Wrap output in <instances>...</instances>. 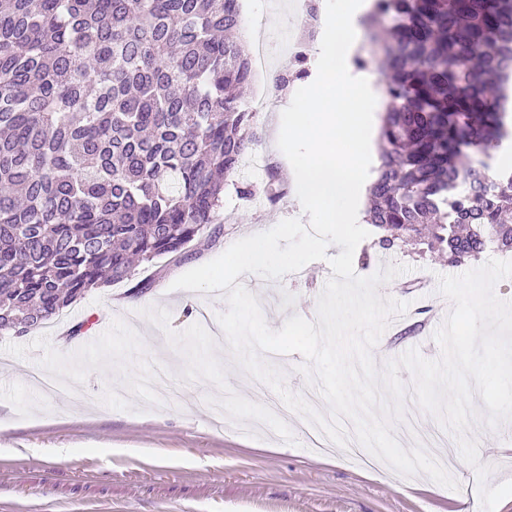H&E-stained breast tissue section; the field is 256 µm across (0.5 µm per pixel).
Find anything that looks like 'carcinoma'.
<instances>
[{"instance_id":"obj_1","label":"carcinoma","mask_w":512,"mask_h":512,"mask_svg":"<svg viewBox=\"0 0 512 512\" xmlns=\"http://www.w3.org/2000/svg\"><path fill=\"white\" fill-rule=\"evenodd\" d=\"M366 223L457 265L512 251V0H382ZM239 0H0V331L23 335L217 221L251 143ZM470 188H459L461 178Z\"/></svg>"}]
</instances>
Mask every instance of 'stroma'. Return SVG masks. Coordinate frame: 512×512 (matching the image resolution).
Wrapping results in <instances>:
<instances>
[{"label":"stroma","instance_id":"stroma-1","mask_svg":"<svg viewBox=\"0 0 512 512\" xmlns=\"http://www.w3.org/2000/svg\"><path fill=\"white\" fill-rule=\"evenodd\" d=\"M294 0H241L242 17L272 12L271 65L254 77L245 101L272 91L276 77L295 70L289 38L305 25ZM281 115L253 118L255 151L279 181L241 171L224 186L223 211L175 261L163 255L135 266L132 280L87 293L65 311L56 329L27 335L0 333V512H481L476 470L461 460L456 439L431 449L455 460L447 489L419 473L406 477L387 463L370 468L357 457L312 447L292 420L268 414L272 389L256 396L254 378L233 368L227 345H215L224 292L173 289L175 279L224 253L250 234L301 217L277 146ZM253 186L252 197L239 188ZM369 235L354 253V270L367 277L389 264L405 273L380 294L406 302L400 322L389 323L372 351L377 365L418 349L440 355L433 338L452 303L438 290L439 276L459 275L475 261L452 266L421 247L380 249ZM332 274L327 261L305 265L277 281L256 279L247 288L262 299L269 328L294 315L313 321L317 300ZM149 290L130 298L133 281ZM83 325L82 337L68 338ZM60 373L67 385L92 395L91 403L44 393L31 371ZM489 464L487 485L512 480V421L467 431Z\"/></svg>","mask_w":512,"mask_h":512}]
</instances>
